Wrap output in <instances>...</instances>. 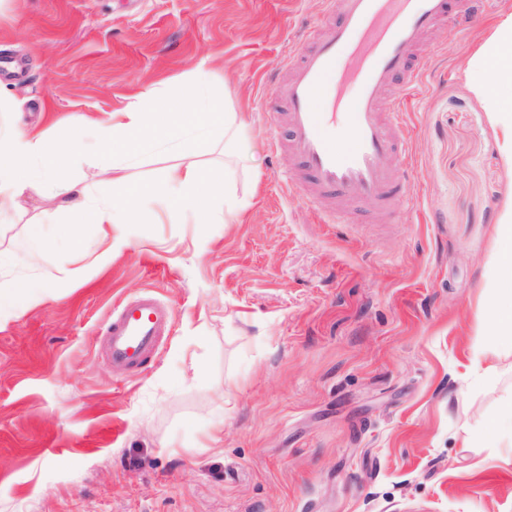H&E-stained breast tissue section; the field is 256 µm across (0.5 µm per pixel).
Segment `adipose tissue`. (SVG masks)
Wrapping results in <instances>:
<instances>
[{
  "label": "adipose tissue",
  "instance_id": "adipose-tissue-1",
  "mask_svg": "<svg viewBox=\"0 0 512 512\" xmlns=\"http://www.w3.org/2000/svg\"><path fill=\"white\" fill-rule=\"evenodd\" d=\"M467 78L472 92L500 127L504 157L512 163V11L500 16L487 50L468 71ZM176 110L193 114L194 122L182 127L166 126L165 116ZM240 125L237 113L224 111L222 96L202 80L192 79L170 93L156 89L144 92L124 110L97 123L94 130L101 152L129 161L140 156L144 142L153 136L159 144L174 147L188 140L199 150L220 140L229 153L235 147ZM79 150V143H52L22 124L16 125L10 136H0V211L22 210L25 195L45 185L72 223L89 220L99 224L106 240L111 239L113 226L157 200L171 201L194 212L204 224L227 223L229 216L238 211L233 201V170L225 169L219 181L184 154L159 179L139 186L129 184L120 167L112 166L110 199L93 201L83 181L56 176L66 159ZM498 222L496 267L502 295L488 306L485 321L492 330L511 336L512 201L504 204Z\"/></svg>",
  "mask_w": 512,
  "mask_h": 512
}]
</instances>
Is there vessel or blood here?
<instances>
[{"instance_id":"b4317fda","label":"vessel or blood","mask_w":512,"mask_h":512,"mask_svg":"<svg viewBox=\"0 0 512 512\" xmlns=\"http://www.w3.org/2000/svg\"><path fill=\"white\" fill-rule=\"evenodd\" d=\"M334 19L290 52L280 85L284 111L270 122L287 129L275 148H288L308 178L307 200L327 223L341 224L362 204L401 201L407 162L401 96L422 82L418 50L424 34L454 14L468 19L463 0H326ZM397 86L399 97L382 90ZM341 124V135L329 127ZM171 315L152 293L112 314L108 356L117 369L140 367L168 335Z\"/></svg>"}]
</instances>
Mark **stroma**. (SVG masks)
Here are the masks:
<instances>
[{
  "mask_svg": "<svg viewBox=\"0 0 512 512\" xmlns=\"http://www.w3.org/2000/svg\"><path fill=\"white\" fill-rule=\"evenodd\" d=\"M481 2L464 36L425 37L405 97L408 202L326 224L283 180L294 161L266 119L324 0H0V90L16 102L1 136L21 118L82 141L63 174L104 198L93 122L199 78L242 126L232 157L218 142L196 159L234 167L243 209L200 224L151 203L104 261L100 225L49 198L0 215L9 278L39 286L0 309V512H512V435L477 438L512 404V338L485 322L512 165L467 80L512 0ZM35 225L82 245L30 263ZM147 289L172 332L115 375L112 311Z\"/></svg>",
  "mask_w": 512,
  "mask_h": 512,
  "instance_id": "35a3bbf8",
  "label": "stroma"
}]
</instances>
